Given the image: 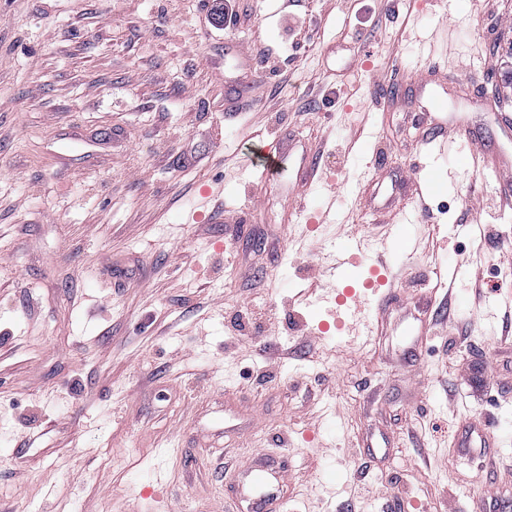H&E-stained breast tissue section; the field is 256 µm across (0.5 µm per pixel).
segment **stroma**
<instances>
[{
	"label": "stroma",
	"mask_w": 512,
	"mask_h": 512,
	"mask_svg": "<svg viewBox=\"0 0 512 512\" xmlns=\"http://www.w3.org/2000/svg\"><path fill=\"white\" fill-rule=\"evenodd\" d=\"M213 5L0 0V512H222L273 453L286 512H484L452 440L492 420L512 490V172L470 144L512 156V0ZM427 68L472 131L415 176ZM288 139L308 187L262 174ZM388 237L434 318L416 368L330 278Z\"/></svg>",
	"instance_id": "obj_1"
}]
</instances>
